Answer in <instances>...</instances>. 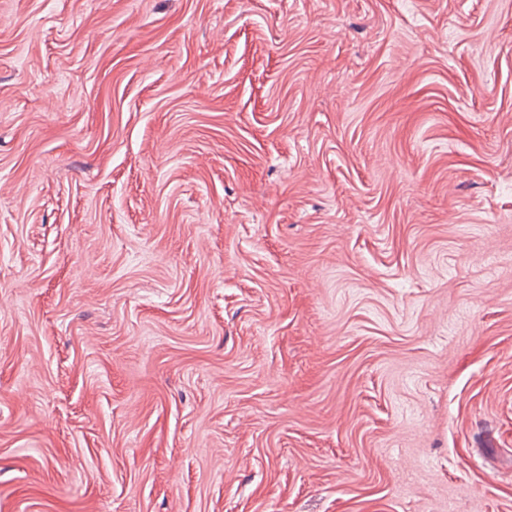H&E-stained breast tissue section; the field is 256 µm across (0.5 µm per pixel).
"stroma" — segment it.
Wrapping results in <instances>:
<instances>
[{
    "mask_svg": "<svg viewBox=\"0 0 512 512\" xmlns=\"http://www.w3.org/2000/svg\"><path fill=\"white\" fill-rule=\"evenodd\" d=\"M0 512H512V0H0Z\"/></svg>",
    "mask_w": 512,
    "mask_h": 512,
    "instance_id": "stroma-1",
    "label": "stroma"
}]
</instances>
